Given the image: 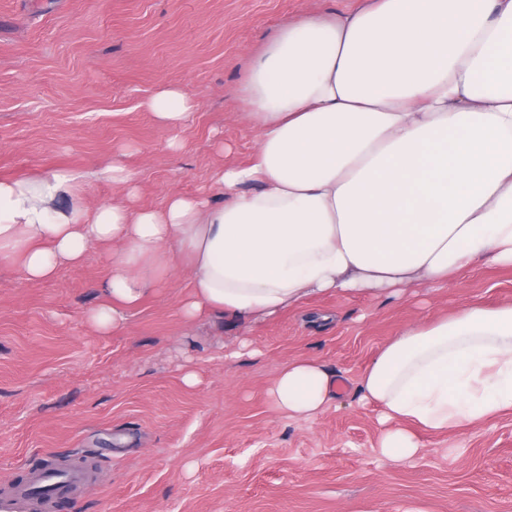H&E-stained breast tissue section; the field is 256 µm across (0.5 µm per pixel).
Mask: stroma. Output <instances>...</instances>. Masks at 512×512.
<instances>
[{"label":"stroma","instance_id":"obj_1","mask_svg":"<svg viewBox=\"0 0 512 512\" xmlns=\"http://www.w3.org/2000/svg\"><path fill=\"white\" fill-rule=\"evenodd\" d=\"M353 0H0V178L90 173L120 160L137 204L202 193L218 164L247 161L240 88L277 30ZM200 105L171 130L144 100L166 87ZM112 255L89 248L50 280L0 262V486L36 461L90 451L95 486L63 512H512V413L446 434L396 463L357 381L405 326L463 306L512 303V267L392 301L308 300L276 319L187 323L184 274L129 311L123 331L87 322ZM253 356L232 358L240 339ZM337 371L330 406L289 420L266 394L278 366ZM198 382L186 385L185 370Z\"/></svg>","mask_w":512,"mask_h":512}]
</instances>
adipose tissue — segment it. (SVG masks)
<instances>
[{
    "mask_svg": "<svg viewBox=\"0 0 512 512\" xmlns=\"http://www.w3.org/2000/svg\"><path fill=\"white\" fill-rule=\"evenodd\" d=\"M241 94L251 160L215 170L209 196L159 209L89 206L92 174L0 179V258L31 280L111 247L88 321L122 329L171 257L190 279L182 312L266 321L308 299H397L476 266H512V0H367L284 25ZM172 132L197 112L165 87L144 103ZM337 379L282 364L267 394L291 419L322 413ZM386 426L379 453L419 454L421 433L512 412V304L462 307L402 329L360 375Z\"/></svg>",
    "mask_w": 512,
    "mask_h": 512,
    "instance_id": "adipose-tissue-1",
    "label": "adipose tissue"
}]
</instances>
